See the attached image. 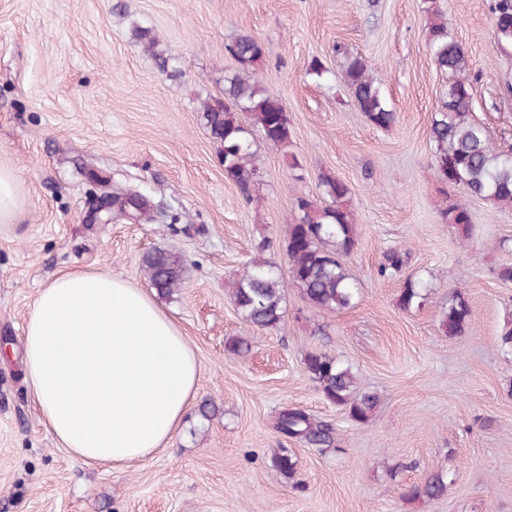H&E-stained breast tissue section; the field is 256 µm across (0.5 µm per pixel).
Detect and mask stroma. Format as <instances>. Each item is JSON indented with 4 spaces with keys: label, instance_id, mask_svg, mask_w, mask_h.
Wrapping results in <instances>:
<instances>
[{
    "label": "stroma",
    "instance_id": "stroma-1",
    "mask_svg": "<svg viewBox=\"0 0 512 512\" xmlns=\"http://www.w3.org/2000/svg\"><path fill=\"white\" fill-rule=\"evenodd\" d=\"M475 77L472 115L494 144H512V53L493 32L487 0H441ZM170 59L161 70L131 24ZM259 40L256 77L288 110L290 144L270 145L250 117L258 169L251 197L224 176L221 145L200 105L224 95L227 51ZM345 45L373 67L396 114L373 126L342 78ZM326 69L310 72L313 61ZM447 80L428 46L424 0H0V168L19 205L0 223V512H512V208L467 195L436 170L428 129ZM350 187L356 245L344 262L358 287L349 308L320 312L289 285L284 317L260 330L238 314L232 288L265 244L286 273L297 199L325 203L320 178ZM142 193L158 222L102 201ZM469 210L462 238L441 214ZM402 271L381 279L390 249ZM181 253L180 288L157 300L199 367L194 398L169 440L138 465L92 464L43 425L25 372V330L42 288L70 271H107L139 288L142 258ZM421 308L399 306L407 279ZM471 315L461 334L440 320L452 290ZM350 366L378 405L364 422L328 401L307 353ZM300 409L331 423L334 443L311 448L276 428ZM293 477L273 465L279 449ZM447 475L443 497L406 489Z\"/></svg>",
    "mask_w": 512,
    "mask_h": 512
}]
</instances>
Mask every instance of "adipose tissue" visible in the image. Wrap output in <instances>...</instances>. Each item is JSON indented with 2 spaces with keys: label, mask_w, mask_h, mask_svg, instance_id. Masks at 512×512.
<instances>
[{
  "label": "adipose tissue",
  "mask_w": 512,
  "mask_h": 512,
  "mask_svg": "<svg viewBox=\"0 0 512 512\" xmlns=\"http://www.w3.org/2000/svg\"><path fill=\"white\" fill-rule=\"evenodd\" d=\"M40 417L75 455L116 467L164 448L193 398L196 357L144 290L107 272L57 277L26 323Z\"/></svg>",
  "instance_id": "obj_1"
}]
</instances>
